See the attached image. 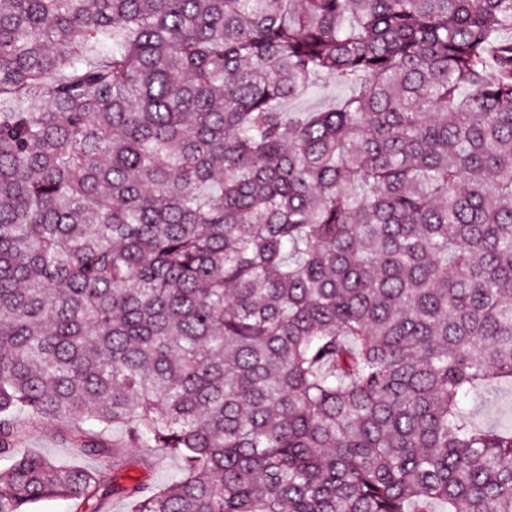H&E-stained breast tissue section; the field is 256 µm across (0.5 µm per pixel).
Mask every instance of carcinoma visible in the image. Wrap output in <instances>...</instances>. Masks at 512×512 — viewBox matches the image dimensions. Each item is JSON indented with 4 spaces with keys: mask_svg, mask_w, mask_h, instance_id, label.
Segmentation results:
<instances>
[{
    "mask_svg": "<svg viewBox=\"0 0 512 512\" xmlns=\"http://www.w3.org/2000/svg\"><path fill=\"white\" fill-rule=\"evenodd\" d=\"M512 0H0V512H512ZM351 89L285 111L320 79ZM73 422L66 466L16 413ZM123 448L181 476L118 483ZM475 425L485 427L496 424H512V395L496 396L490 392L485 401L470 407Z\"/></svg>",
    "mask_w": 512,
    "mask_h": 512,
    "instance_id": "carcinoma-1",
    "label": "carcinoma"
}]
</instances>
